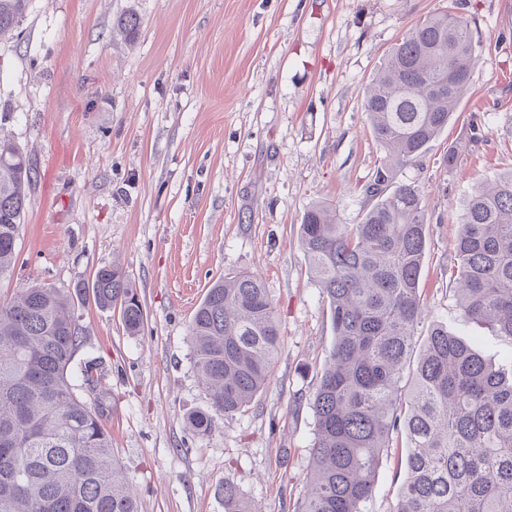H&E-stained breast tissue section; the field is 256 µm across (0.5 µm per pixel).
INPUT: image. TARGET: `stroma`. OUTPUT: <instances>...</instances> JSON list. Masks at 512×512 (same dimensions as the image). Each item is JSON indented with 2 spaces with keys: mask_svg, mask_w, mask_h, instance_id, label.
Listing matches in <instances>:
<instances>
[{
  "mask_svg": "<svg viewBox=\"0 0 512 512\" xmlns=\"http://www.w3.org/2000/svg\"><path fill=\"white\" fill-rule=\"evenodd\" d=\"M451 5L480 36L470 84L396 176L430 216L416 339L443 325L498 364L512 341L461 315L450 273L465 200L512 172V0H29L15 38L0 41V134L37 169L0 291L67 293L102 266L125 269L142 331L86 300L74 362L98 365L95 393L140 512H224L227 480L260 512H295L309 400L333 341L299 224L319 201L340 223L361 221L382 155L364 89L412 26ZM128 13L140 20L132 41L115 29ZM240 270L268 289L280 347L266 389L202 436L186 423L209 406L189 324L212 283ZM406 447L393 432L371 512H395Z\"/></svg>",
  "mask_w": 512,
  "mask_h": 512,
  "instance_id": "35a3bbf8",
  "label": "stroma"
}]
</instances>
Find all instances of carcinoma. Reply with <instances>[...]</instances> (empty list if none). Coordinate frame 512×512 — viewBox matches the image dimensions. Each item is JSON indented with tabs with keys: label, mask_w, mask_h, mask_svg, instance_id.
I'll return each instance as SVG.
<instances>
[{
	"label": "carcinoma",
	"mask_w": 512,
	"mask_h": 512,
	"mask_svg": "<svg viewBox=\"0 0 512 512\" xmlns=\"http://www.w3.org/2000/svg\"><path fill=\"white\" fill-rule=\"evenodd\" d=\"M27 4L0 0L1 40L15 36ZM139 26L133 14L116 21L130 38ZM478 41L459 13L415 24L365 92L363 110L385 153L363 186L371 205L358 224L338 223L322 202L303 214L300 243L334 340L309 402L314 438L297 512H370L382 452L399 427L407 477L396 512H512V371L438 325L409 389L402 386L423 314L429 229L421 191L395 172L419 163L448 126ZM36 178L30 158L1 137L0 280L13 273ZM454 250L462 314L512 340V172L473 189ZM82 291L35 284L0 294V512H139L112 454L104 403L84 398L71 374ZM92 296L119 309L129 335L141 331L144 310L120 266L96 270ZM189 337L209 411L187 422L205 435L214 417L242 412L271 378L279 324L268 289L254 274H225L196 309ZM222 493L224 512H260L228 480Z\"/></svg>",
	"instance_id": "cac0c4a2"
}]
</instances>
